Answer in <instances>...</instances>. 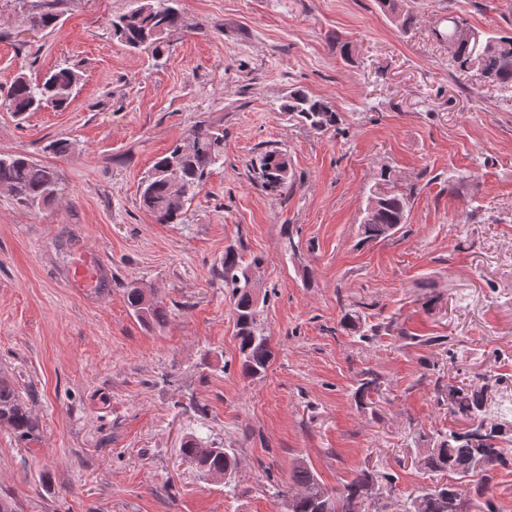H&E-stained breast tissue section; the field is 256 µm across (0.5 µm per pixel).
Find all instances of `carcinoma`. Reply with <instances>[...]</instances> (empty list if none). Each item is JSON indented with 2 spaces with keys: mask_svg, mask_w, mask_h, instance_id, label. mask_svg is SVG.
<instances>
[{
  "mask_svg": "<svg viewBox=\"0 0 512 512\" xmlns=\"http://www.w3.org/2000/svg\"><path fill=\"white\" fill-rule=\"evenodd\" d=\"M60 0H40L28 11V22L38 30L53 29L58 24L57 5ZM137 6L112 21L114 35L130 49L158 59L168 48V35L182 26L178 0H136ZM466 23L460 17H448V28L441 38L452 44L450 57L455 68L470 73L482 82L499 86L512 85V34L486 33L471 28V38L456 39L458 25ZM80 75L72 67H58L31 78L17 74L11 81L0 106L16 114L37 112L44 107L66 108ZM289 118L315 132H326L339 124V113L322 99L303 90L292 91L282 106ZM193 139L190 150L178 143L168 154L155 161L139 186V205L152 213L160 224H177L183 207L175 204L178 194L189 200L203 186L204 180L217 165L224 164V129L198 123L187 132ZM262 188L280 193L288 187V160L279 148L262 152L255 164ZM0 186L8 189L17 202L26 207H39L54 200L57 176L49 166L39 164L21 153H0ZM370 196L378 200L373 217L360 224L362 240L375 241L390 236L393 225L406 223L410 194L399 185L390 169L380 168ZM265 259L254 255L244 259L233 249L224 253L220 275L224 287L231 289L235 315L241 374L253 377L267 371L271 358L269 336L259 323V304L248 273L260 267ZM127 303L136 317L147 326H163L169 318L166 309L144 301L142 289H126ZM460 399L450 407L454 414L466 419L470 428L448 430L435 448L428 449L424 466L448 477L444 483L415 490L405 500L402 512H471L467 498L469 478L487 474L498 467L512 468V437L503 434L499 424L484 420L485 387L455 386ZM0 427L10 430L17 441L26 444L37 437L38 425L32 419L27 403L8 380L0 378ZM183 453L203 473L222 471L229 475L224 486H230L236 471V459L228 448L190 439ZM290 479L297 492L288 494V512H342L348 498L381 499L383 490L391 485L390 473L374 474L366 470L356 473L340 493L326 495L324 484L306 463H296Z\"/></svg>",
  "mask_w": 512,
  "mask_h": 512,
  "instance_id": "cac0c4a2",
  "label": "carcinoma"
}]
</instances>
